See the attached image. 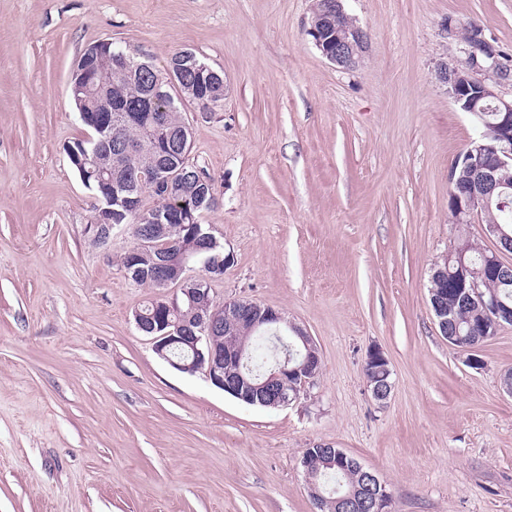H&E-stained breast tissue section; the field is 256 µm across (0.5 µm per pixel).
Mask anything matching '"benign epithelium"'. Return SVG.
Masks as SVG:
<instances>
[{
    "label": "benign epithelium",
    "instance_id": "obj_1",
    "mask_svg": "<svg viewBox=\"0 0 512 512\" xmlns=\"http://www.w3.org/2000/svg\"><path fill=\"white\" fill-rule=\"evenodd\" d=\"M313 43L323 57L343 68L354 67L359 56L357 45L363 43L362 30L356 26L338 27L329 34L327 31L312 30ZM110 42L98 41L88 46L76 60L68 86L79 95L89 99L96 96L104 86V77L97 68V61ZM112 64L121 70L142 75L154 72L147 55L143 53L115 50L111 54ZM220 78V74L207 64H198L196 54L183 50L167 69V79H154L151 85L152 99L164 102L170 96V89L178 86L177 80L189 71ZM438 80L448 88V96L463 112L482 121V112L487 103H493L498 121L494 124L495 133L484 130L471 141L462 158V164L468 169L467 186L455 181V171H450V191L448 207L460 223L470 224L474 217L490 203L491 199L504 194L499 179L501 171L512 167V100L501 98L496 87L486 84L474 74L462 75L454 68L443 67L437 72ZM77 112L81 123L89 129L85 140H97L107 146L102 152L96 148L83 151L79 167H89L96 171L98 190L104 196L98 205L97 223L88 224L86 233L96 245L107 246L112 239L126 230L121 216L139 208L140 195L112 193V112H97L90 105H79ZM183 178L185 167L179 166L177 172L169 174L154 171L145 174L141 171L131 174L129 183L147 186L152 191H160L172 203V208L148 218L142 226L137 246L126 251L127 271L132 278L142 272L139 266L143 251L153 245V240L162 238L172 224H186L192 219V210L184 197ZM484 234L495 240L496 247L486 253L483 264L489 274L502 279L512 277V264L503 260V255L512 251V235L499 224L484 228ZM460 265L454 279L448 280V272L438 270L435 275L443 284L457 287L458 296L466 303H478L491 312L492 334L512 324V307L499 302L494 296H486L477 289V282L467 281L465 270ZM153 277L161 287V296L167 299L158 313L148 319L135 315L137 328L151 337L157 356L168 362L176 370L190 375L201 374L215 387L246 404L259 402L273 407H285L296 398L298 392L288 393L282 383L292 378L299 387L310 383L318 374L321 360L318 353L310 351L301 359L283 362L270 368L261 375H248L242 369L246 350L239 348L233 352L218 349L213 340L215 335L224 332V317H235L242 324H249L252 330L280 332L287 324L282 313L254 301L218 302L211 294L210 282L223 277L222 270L206 277L196 273L192 257L169 246L157 254L154 259ZM174 288L176 293L169 294L167 289ZM448 289H430V303L441 335L450 341H456L458 331L454 318L448 316L445 307ZM188 304L192 318H182V306ZM366 365L374 368L375 373L385 378L390 368L383 352L374 348L368 352ZM360 484L350 488L336 498L342 505V512H387L390 493L385 483L372 470L359 466Z\"/></svg>",
    "mask_w": 512,
    "mask_h": 512
}]
</instances>
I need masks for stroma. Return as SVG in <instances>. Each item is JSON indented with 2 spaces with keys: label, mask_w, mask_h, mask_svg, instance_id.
<instances>
[{
  "label": "stroma",
  "mask_w": 512,
  "mask_h": 512,
  "mask_svg": "<svg viewBox=\"0 0 512 512\" xmlns=\"http://www.w3.org/2000/svg\"><path fill=\"white\" fill-rule=\"evenodd\" d=\"M314 5L0 0V512H317L301 466L316 446L375 471L388 512H512V326L469 365L428 293L455 235L449 173L478 135L437 69L470 26L512 60V0H344L366 35L348 71L308 36ZM103 39L223 72L220 107L181 106L217 199L201 221L233 256L211 288L313 339L320 371L287 407L160 359L134 321L153 291L120 263L134 237L85 234L68 79ZM366 366L374 367L373 369H374L375 373L379 374L381 377L384 378V383L375 388H372L371 383L368 382L369 386L371 388L373 397L378 401L387 400L392 391V384H390L391 375L388 378V380L390 382H388L386 380L387 377L389 376V373H391L390 368H389V362H388L387 358L384 356L383 352L380 349L374 348L368 352ZM375 373H373L370 368L366 367L367 380L375 381L376 380Z\"/></svg>",
  "instance_id": "stroma-1"
}]
</instances>
